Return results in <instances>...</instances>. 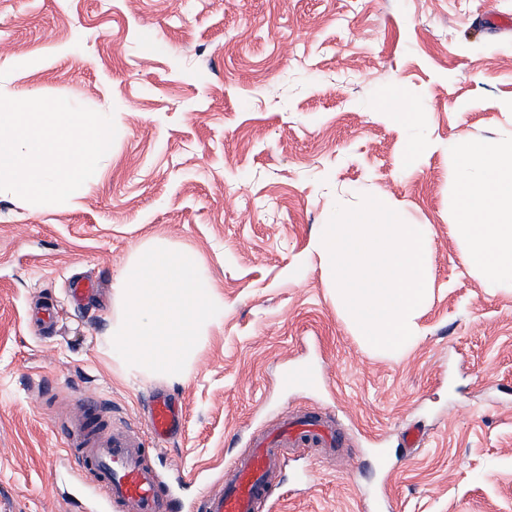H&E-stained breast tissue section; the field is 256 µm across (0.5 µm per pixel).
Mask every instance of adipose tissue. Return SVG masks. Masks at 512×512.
I'll use <instances>...</instances> for the list:
<instances>
[{"label": "adipose tissue", "mask_w": 512, "mask_h": 512, "mask_svg": "<svg viewBox=\"0 0 512 512\" xmlns=\"http://www.w3.org/2000/svg\"><path fill=\"white\" fill-rule=\"evenodd\" d=\"M449 150L458 197L451 233L489 287L512 288V141L459 139Z\"/></svg>", "instance_id": "obj_1"}]
</instances>
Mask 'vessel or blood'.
<instances>
[{
  "instance_id": "vessel-or-blood-1",
  "label": "vessel or blood",
  "mask_w": 512,
  "mask_h": 512,
  "mask_svg": "<svg viewBox=\"0 0 512 512\" xmlns=\"http://www.w3.org/2000/svg\"><path fill=\"white\" fill-rule=\"evenodd\" d=\"M55 313L49 299L30 311L28 321L45 331L53 327ZM183 421L181 403L164 392L153 393L144 422L131 423L82 391L60 430L75 464L90 476L106 504L120 512H270L273 499L268 489L279 449L315 446L332 455L339 446L330 425L310 416L289 422L272 433L262 452L229 463L231 478L219 493L186 506L160 493L156 473L145 458L147 446H165Z\"/></svg>"
}]
</instances>
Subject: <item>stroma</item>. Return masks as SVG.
<instances>
[{
    "label": "stroma",
    "mask_w": 512,
    "mask_h": 512,
    "mask_svg": "<svg viewBox=\"0 0 512 512\" xmlns=\"http://www.w3.org/2000/svg\"><path fill=\"white\" fill-rule=\"evenodd\" d=\"M503 16L512 0H0V93L62 97L116 127L75 203L0 193V512H86L55 428L82 389L134 421L156 390L186 406L148 451L185 502L222 489L226 458L264 426L308 410L338 415L341 446L275 472L276 512H512V289L487 287L449 229V144L512 139ZM400 95L421 127L390 114ZM365 194L428 227L433 289L395 358L353 335L315 247L336 205ZM151 238L197 250L224 300L183 381L101 353L113 281ZM74 275L99 282V302H68ZM48 295L45 340L27 311ZM295 367L316 384L282 385Z\"/></svg>",
    "instance_id": "stroma-1"
}]
</instances>
